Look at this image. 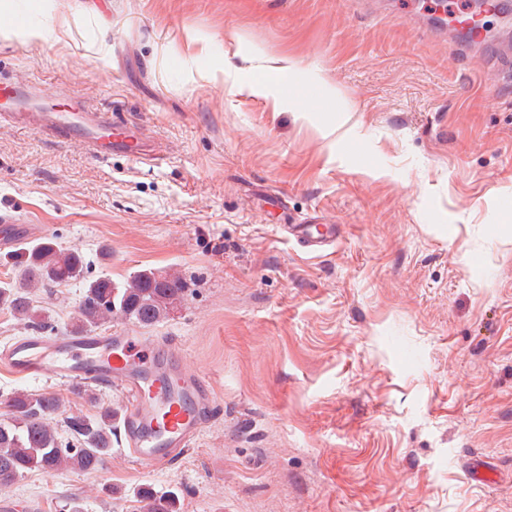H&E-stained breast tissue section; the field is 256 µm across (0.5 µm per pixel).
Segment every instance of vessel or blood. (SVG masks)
Wrapping results in <instances>:
<instances>
[{"mask_svg":"<svg viewBox=\"0 0 512 512\" xmlns=\"http://www.w3.org/2000/svg\"><path fill=\"white\" fill-rule=\"evenodd\" d=\"M29 91L19 80L0 78V121L53 142H78L99 160L115 153L138 159L154 150L140 126L81 97L52 112L26 110L23 97ZM288 231L308 253L325 246L322 237L310 235L308 225L293 224ZM0 364L27 379L122 388L129 396L125 442L133 458L150 467L180 459L221 410L208 380L191 370L178 351L130 330L23 336L0 350Z\"/></svg>","mask_w":512,"mask_h":512,"instance_id":"obj_1","label":"vessel or blood"}]
</instances>
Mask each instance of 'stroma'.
I'll return each mask as SVG.
<instances>
[{
	"instance_id": "1",
	"label": "stroma",
	"mask_w": 512,
	"mask_h": 512,
	"mask_svg": "<svg viewBox=\"0 0 512 512\" xmlns=\"http://www.w3.org/2000/svg\"><path fill=\"white\" fill-rule=\"evenodd\" d=\"M438 0H0V76L141 124L154 161L0 126V222L188 292L222 405L176 463L121 442L23 475L18 512H512V84ZM291 85L293 95L284 94ZM291 224L334 234L312 256ZM72 282L37 304L65 327ZM141 512H179L178 498L174 493L158 494L149 488L137 492Z\"/></svg>"
}]
</instances>
